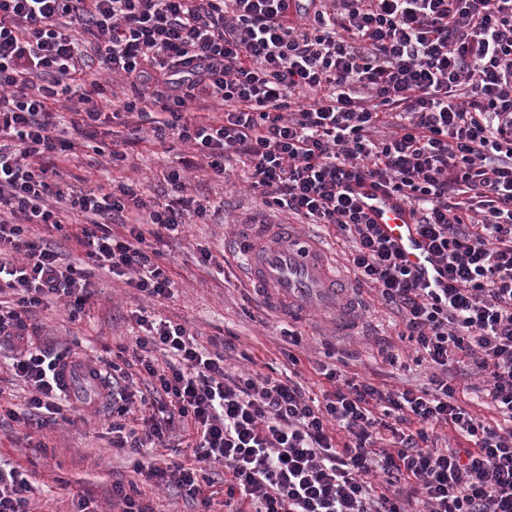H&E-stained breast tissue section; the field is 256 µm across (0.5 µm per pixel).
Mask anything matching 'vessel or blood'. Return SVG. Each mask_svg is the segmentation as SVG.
I'll list each match as a JSON object with an SVG mask.
<instances>
[{"label": "vessel or blood", "mask_w": 512, "mask_h": 512, "mask_svg": "<svg viewBox=\"0 0 512 512\" xmlns=\"http://www.w3.org/2000/svg\"><path fill=\"white\" fill-rule=\"evenodd\" d=\"M366 207L413 264L429 269L427 254L408 213L394 198L378 193L367 199ZM233 253L240 257L251 289L270 310L288 319L329 312L338 333L352 331L351 312L357 306L355 284L336 275L332 259L314 249L294 225L278 224L269 230L261 226L255 232L239 234ZM56 380L69 395L99 384L95 372L70 360L57 366Z\"/></svg>", "instance_id": "vessel-or-blood-1"}]
</instances>
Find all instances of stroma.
Returning a JSON list of instances; mask_svg holds the SVG:
<instances>
[{"label":"stroma","mask_w":512,"mask_h":512,"mask_svg":"<svg viewBox=\"0 0 512 512\" xmlns=\"http://www.w3.org/2000/svg\"><path fill=\"white\" fill-rule=\"evenodd\" d=\"M183 151L180 145L171 149L161 145L148 131L123 167L106 164L104 156L80 145L59 155L56 163L67 180H81L84 187L109 190L130 184L143 198L150 199L166 190L163 175L178 168ZM187 187L198 198L221 207L224 220H197L169 243L166 253L174 280L173 298L148 304L108 270H97V294L80 319L70 321L67 310L60 305L42 311L36 345L64 347L77 339L81 352L90 357H111L117 345L133 346L138 333L133 313L148 306L162 317L183 323L207 349H214L224 336L234 335L235 348L225 353V367L232 372L264 375L274 367L285 375L300 374L312 383L317 379L316 366L328 364L342 368L344 374L356 373L396 388L407 382L426 383L430 374L426 364L418 362L409 341L397 339L392 314L374 300L368 301L357 328L348 336L337 335L322 318L295 320L307 348L299 364L291 365L284 355L285 318L256 297L236 261L227 259L223 274L214 276L199 264L201 249L220 254L225 236L242 230L249 217L263 208L259 195L245 183L241 164L227 161L222 177L188 173ZM387 339L393 341L400 355L399 367L381 361L378 350ZM64 410L73 413V421L46 426L33 423L24 428L9 419L0 420V460L31 474L33 512H72L68 492L57 485L61 478L98 504L101 512H112V482L133 480L135 459L113 452L107 432L111 420L107 406L85 408L79 401L68 399ZM32 438L46 445V455L28 453L26 446Z\"/></svg>","instance_id":"obj_1"}]
</instances>
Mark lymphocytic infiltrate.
I'll list each match as a JSON object with an SVG mask.
<instances>
[{"label": "lymphocytic infiltrate", "instance_id": "1", "mask_svg": "<svg viewBox=\"0 0 512 512\" xmlns=\"http://www.w3.org/2000/svg\"><path fill=\"white\" fill-rule=\"evenodd\" d=\"M118 77L132 89L121 99ZM113 99V165L146 128L192 146L188 169L221 176L239 158L264 206L349 235L354 282L432 368L390 389L323 367L316 399L290 378L230 375L183 324L136 312L147 387L134 395L105 361L112 446L166 448L181 427L192 450L138 474L207 508L222 465L230 512H512V0H0V338L32 389L10 415L24 426L62 413L54 370L79 357L32 345L38 312L60 304L78 319L97 268L170 298L162 246L209 212L192 196L54 181L66 131L97 141ZM372 191L407 210L432 277L366 210ZM462 361L486 376L500 423L457 398L448 371ZM136 398L156 408L139 429L124 421ZM443 426L468 448L431 446ZM31 491L27 471L0 467V512H30Z\"/></svg>", "mask_w": 512, "mask_h": 512}]
</instances>
